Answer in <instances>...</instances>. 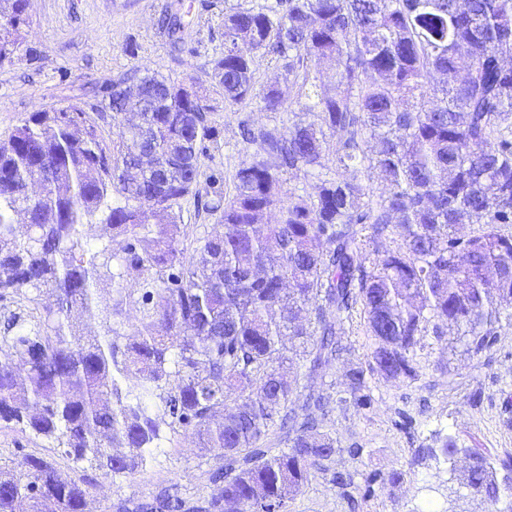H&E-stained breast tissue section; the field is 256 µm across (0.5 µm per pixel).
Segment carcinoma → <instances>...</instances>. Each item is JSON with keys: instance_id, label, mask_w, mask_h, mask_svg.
<instances>
[{"instance_id": "obj_1", "label": "carcinoma", "mask_w": 512, "mask_h": 512, "mask_svg": "<svg viewBox=\"0 0 512 512\" xmlns=\"http://www.w3.org/2000/svg\"><path fill=\"white\" fill-rule=\"evenodd\" d=\"M27 23V0H0V58ZM162 27L183 42L181 14ZM258 52L283 61L281 82L258 83ZM504 59L512 0H265L224 13L211 70L224 107L257 100L290 125H242L254 151L232 194L204 203L222 234L192 237L178 222L213 136L206 95L135 74L94 90L95 118L76 105L32 113L0 140V301L32 294L0 330V422L113 477L142 466L162 429L190 430L224 460L204 504L173 492L135 512H288L314 472L360 449L325 430L332 394L281 366L300 362L311 376L340 359L358 305L370 370L394 383L418 379L426 333L454 326L477 355L512 326L501 305L512 302ZM324 61L336 62L332 92L317 90ZM325 159L332 176L320 172ZM294 172L318 180L314 194L283 192ZM95 220L92 243L84 226ZM458 224L475 229L459 235ZM395 236V249L370 248ZM127 306L144 330L117 321ZM346 377L353 404H370L364 370ZM285 429L288 446L275 452L271 436ZM435 442L417 457L460 456V486L493 504L512 496V456L495 465L451 437ZM14 465L0 467V512L23 500L32 512L43 501L84 512L91 483L22 448ZM401 479L334 477L360 493L353 508Z\"/></svg>"}]
</instances>
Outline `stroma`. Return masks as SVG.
<instances>
[{
  "instance_id": "1",
  "label": "stroma",
  "mask_w": 512,
  "mask_h": 512,
  "mask_svg": "<svg viewBox=\"0 0 512 512\" xmlns=\"http://www.w3.org/2000/svg\"><path fill=\"white\" fill-rule=\"evenodd\" d=\"M263 2L29 0L21 43L0 63V139L32 113L71 104L91 109L97 103L93 88L133 70L151 72L207 94L217 132L206 143L203 170L232 174L247 154L241 121L288 124L286 113L273 114L256 104L225 110L222 95L211 86V64L224 48L225 11ZM183 4L190 12L185 46L178 49L159 20ZM345 331L347 352L309 383L315 388L332 384L338 403L325 428L343 446L357 445L363 453L356 460L338 456L329 470L315 472L288 512H351L333 474L354 469L363 475L393 469L403 473L398 486L377 489L358 512H447L449 462H414L416 449L431 445L438 432L455 438L459 447L480 450L493 463L512 455V328L500 329L493 348L477 356L468 353L466 337L457 332L422 337L416 349L419 379L395 384L377 374L368 376L371 403L361 409L339 399L347 394L346 371L368 367L371 361L374 340L363 311L354 312ZM20 448L49 457L74 479L92 480L88 512H116L118 501L148 500L173 487L188 499L205 498L218 465L188 431L162 439L143 468L114 479L73 463L44 438L1 426L0 465L10 466Z\"/></svg>"
}]
</instances>
